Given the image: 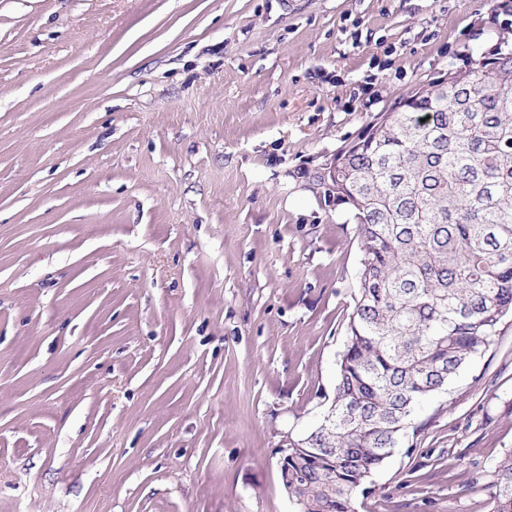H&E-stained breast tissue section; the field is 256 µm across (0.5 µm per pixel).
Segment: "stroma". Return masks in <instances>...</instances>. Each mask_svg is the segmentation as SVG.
<instances>
[{"label":"stroma","instance_id":"stroma-1","mask_svg":"<svg viewBox=\"0 0 512 512\" xmlns=\"http://www.w3.org/2000/svg\"><path fill=\"white\" fill-rule=\"evenodd\" d=\"M512 0H0V512H295L362 253L314 173ZM356 512H490L512 322Z\"/></svg>","mask_w":512,"mask_h":512}]
</instances>
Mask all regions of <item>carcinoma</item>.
Masks as SVG:
<instances>
[{
    "instance_id": "cac0c4a2",
    "label": "carcinoma",
    "mask_w": 512,
    "mask_h": 512,
    "mask_svg": "<svg viewBox=\"0 0 512 512\" xmlns=\"http://www.w3.org/2000/svg\"><path fill=\"white\" fill-rule=\"evenodd\" d=\"M357 224L359 285L333 398L288 437L280 482L298 512H355L356 494L416 415L512 318V46L502 40L372 121L336 153ZM491 512H512V452L491 471Z\"/></svg>"
}]
</instances>
